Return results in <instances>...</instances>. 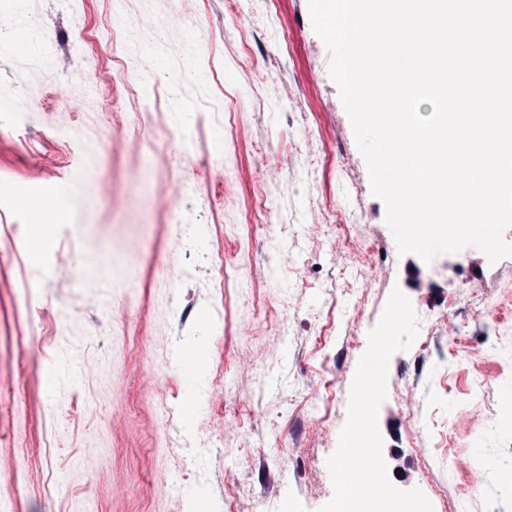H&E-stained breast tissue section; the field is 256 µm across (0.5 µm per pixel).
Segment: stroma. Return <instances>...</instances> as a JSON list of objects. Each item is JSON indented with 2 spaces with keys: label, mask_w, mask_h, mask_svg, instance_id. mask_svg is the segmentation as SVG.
Segmentation results:
<instances>
[{
  "label": "stroma",
  "mask_w": 512,
  "mask_h": 512,
  "mask_svg": "<svg viewBox=\"0 0 512 512\" xmlns=\"http://www.w3.org/2000/svg\"><path fill=\"white\" fill-rule=\"evenodd\" d=\"M236 3L0 0V512H318L396 288L448 318L389 360L392 483L433 512H512V256L399 254L308 0ZM142 11L152 29L120 28ZM362 235L371 255L345 246Z\"/></svg>",
  "instance_id": "35a3bbf8"
}]
</instances>
